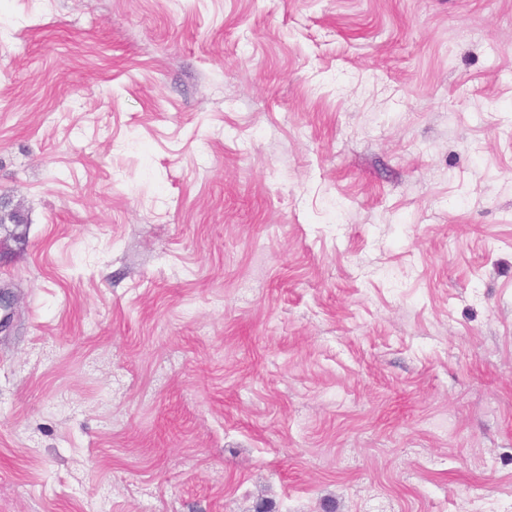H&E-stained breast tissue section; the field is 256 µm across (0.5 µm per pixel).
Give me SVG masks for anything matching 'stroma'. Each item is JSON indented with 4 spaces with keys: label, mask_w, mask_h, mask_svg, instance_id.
I'll use <instances>...</instances> for the list:
<instances>
[{
    "label": "stroma",
    "mask_w": 512,
    "mask_h": 512,
    "mask_svg": "<svg viewBox=\"0 0 512 512\" xmlns=\"http://www.w3.org/2000/svg\"><path fill=\"white\" fill-rule=\"evenodd\" d=\"M0 512H512V0H0Z\"/></svg>",
    "instance_id": "stroma-1"
}]
</instances>
